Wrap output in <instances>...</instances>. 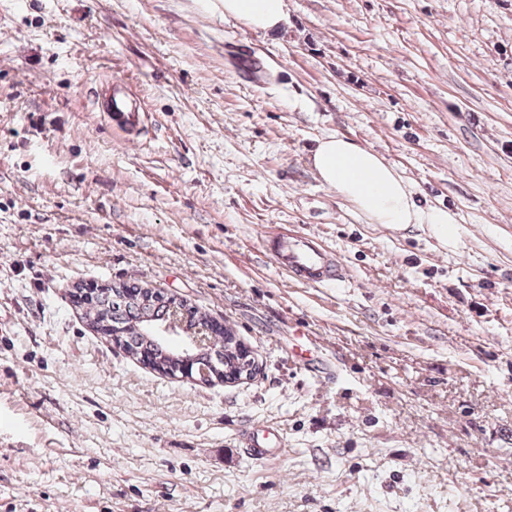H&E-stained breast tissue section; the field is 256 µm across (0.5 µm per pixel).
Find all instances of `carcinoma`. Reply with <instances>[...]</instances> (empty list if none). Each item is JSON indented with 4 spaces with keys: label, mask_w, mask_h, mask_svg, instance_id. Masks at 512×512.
Listing matches in <instances>:
<instances>
[{
    "label": "carcinoma",
    "mask_w": 512,
    "mask_h": 512,
    "mask_svg": "<svg viewBox=\"0 0 512 512\" xmlns=\"http://www.w3.org/2000/svg\"><path fill=\"white\" fill-rule=\"evenodd\" d=\"M189 313L188 329L195 334H203L213 322L206 313L187 306L156 289L142 287L135 282L118 283L98 294L95 304L86 306L85 316L95 327L106 319L115 328L126 331L123 344L127 353L149 363L154 370L163 374H179L178 353L160 343L151 335L150 326L165 323L172 319L177 308ZM238 336L227 325L207 335V342L201 348L203 359L213 360L215 368L222 373L240 360L234 346Z\"/></svg>",
    "instance_id": "cac0c4a2"
}]
</instances>
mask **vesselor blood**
Returning a JSON list of instances; mask_svg holds the SVG:
<instances>
[{
    "mask_svg": "<svg viewBox=\"0 0 512 512\" xmlns=\"http://www.w3.org/2000/svg\"><path fill=\"white\" fill-rule=\"evenodd\" d=\"M100 97L102 110L110 123L127 130L136 127L139 106L121 79H113L102 86ZM262 246L279 268L296 282L327 286L344 280L339 260L319 246L311 236H267L263 238Z\"/></svg>",
    "mask_w": 512,
    "mask_h": 512,
    "instance_id": "b4317fda",
    "label": "vessel or blood"
}]
</instances>
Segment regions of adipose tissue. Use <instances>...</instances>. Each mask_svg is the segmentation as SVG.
Returning a JSON list of instances; mask_svg holds the SVG:
<instances>
[{
  "label": "adipose tissue",
  "instance_id": "ef3b65f1",
  "mask_svg": "<svg viewBox=\"0 0 512 512\" xmlns=\"http://www.w3.org/2000/svg\"><path fill=\"white\" fill-rule=\"evenodd\" d=\"M225 17L265 33L285 23L287 0H223ZM320 180L336 189L369 222L402 228L428 225L439 241H447L448 226L456 217L448 209L421 206L413 190L374 149L351 139L322 138L311 158Z\"/></svg>",
  "mask_w": 512,
  "mask_h": 512
}]
</instances>
